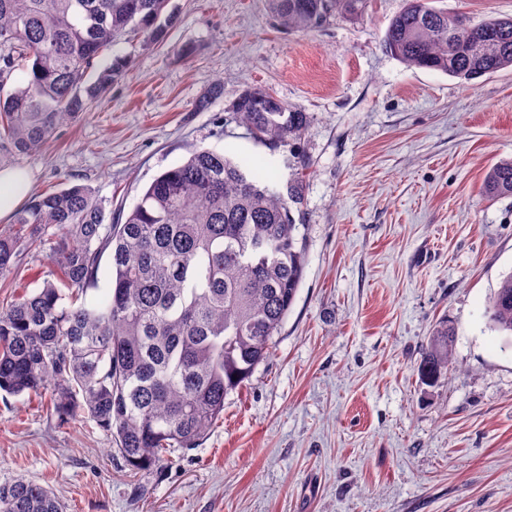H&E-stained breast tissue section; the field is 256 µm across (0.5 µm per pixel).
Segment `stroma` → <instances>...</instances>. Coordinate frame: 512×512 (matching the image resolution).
Returning a JSON list of instances; mask_svg holds the SVG:
<instances>
[{
	"label": "stroma",
	"instance_id": "1",
	"mask_svg": "<svg viewBox=\"0 0 512 512\" xmlns=\"http://www.w3.org/2000/svg\"><path fill=\"white\" fill-rule=\"evenodd\" d=\"M173 2L163 41L120 40L134 68L108 99L10 166L32 193L85 185L123 217L196 149L279 187L300 174L302 282L269 358L198 447L132 471L89 415L59 418L44 391L0 400V475L49 488L64 512H512V337L485 316L512 274V196L482 193L512 158V69L466 82L402 63L384 36L406 0L307 35L268 0ZM434 5L473 24L512 16V0ZM254 88L307 113L292 149L232 121ZM53 271L47 253L23 260L0 299ZM444 319L452 369L428 383L419 366Z\"/></svg>",
	"mask_w": 512,
	"mask_h": 512
}]
</instances>
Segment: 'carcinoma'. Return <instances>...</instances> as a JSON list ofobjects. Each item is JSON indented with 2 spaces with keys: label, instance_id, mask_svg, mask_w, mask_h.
Here are the masks:
<instances>
[{
  "label": "carcinoma",
  "instance_id": "obj_1",
  "mask_svg": "<svg viewBox=\"0 0 512 512\" xmlns=\"http://www.w3.org/2000/svg\"><path fill=\"white\" fill-rule=\"evenodd\" d=\"M280 24L315 31L362 14L368 0H269ZM406 0L385 46L403 63L471 81L512 68V17L478 24ZM170 0H0V165L40 150L65 122L89 112L130 62L98 58L122 36L162 41L179 20ZM17 69L28 78L3 91ZM231 119L276 150L301 139L307 113L250 89ZM484 192L512 196V159L493 165ZM303 182L282 191L257 169L214 150L194 151L147 187L122 223H105L94 192L73 185L33 197L0 234V275L42 252L52 228L54 278L0 301V394L51 389L58 415L79 409L115 442L132 469L150 471L199 445L224 400L270 355L306 262ZM110 281L99 289L103 256ZM490 325L512 335V274L489 299ZM454 327L428 339L421 367L433 380L452 363ZM0 512H62L50 490L0 479Z\"/></svg>",
  "mask_w": 512,
  "mask_h": 512
}]
</instances>
